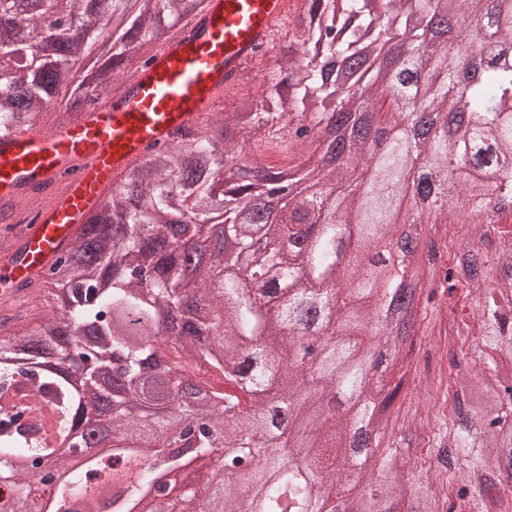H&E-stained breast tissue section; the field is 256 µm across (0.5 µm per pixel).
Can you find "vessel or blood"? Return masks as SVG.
I'll list each match as a JSON object with an SVG mask.
<instances>
[{
	"mask_svg": "<svg viewBox=\"0 0 512 512\" xmlns=\"http://www.w3.org/2000/svg\"><path fill=\"white\" fill-rule=\"evenodd\" d=\"M286 0H211L203 17L132 65L121 91L90 103L52 134H0V206L23 223L19 245L0 251L11 282L48 270L116 174L199 126L216 96L262 58Z\"/></svg>",
	"mask_w": 512,
	"mask_h": 512,
	"instance_id": "obj_1",
	"label": "vessel or blood"
}]
</instances>
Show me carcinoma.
Wrapping results in <instances>:
<instances>
[{
  "label": "carcinoma",
  "instance_id": "carcinoma-1",
  "mask_svg": "<svg viewBox=\"0 0 512 512\" xmlns=\"http://www.w3.org/2000/svg\"><path fill=\"white\" fill-rule=\"evenodd\" d=\"M306 26L293 32L297 55H280L261 97L149 152L125 182L81 224L48 274L26 279L62 285L63 313L46 316L25 336H0V381L17 375L55 388V425L76 431L101 403L112 437L168 441L166 457L110 461L52 490L33 468L49 462L42 441L0 428V448L16 459L24 491L55 495L58 512L90 509L106 491L111 512H135L148 491L171 495L188 465L204 494H182L155 508L188 512H325L342 485L358 512H430L418 474H404L401 449L381 442L400 408L411 345L422 311L401 329L384 318L400 277L367 274L361 252L343 261L339 243L382 246L411 231L408 270L417 288L478 291L473 318L480 344L512 359V0H306ZM206 0H0L15 36L0 41L14 74L0 77V134L37 122L68 95L67 114L110 92L143 43L162 41ZM492 51L468 84L448 88L469 51ZM426 69L404 92L400 75ZM364 91L355 100L346 84ZM466 114L463 129L448 114ZM290 135L308 146L299 165L274 171L253 148L255 135ZM288 178L294 199L265 215V185ZM224 215L222 238L236 246L186 272L181 239L190 225ZM468 218L458 237L462 269L450 267L426 285L421 270L431 247L423 226ZM495 238L498 252L483 250ZM496 287H484L486 271ZM220 284L212 292L208 285ZM324 337L311 368L293 356ZM220 373V392L171 362L170 350ZM86 369L76 370L73 356ZM491 380L462 368L465 407L454 447L470 470L488 473L473 488L470 512L512 484V365L490 363ZM160 406L158 418L141 410ZM352 426L374 438L351 481L342 464ZM223 443L213 469L215 445Z\"/></svg>",
  "mask_w": 512,
  "mask_h": 512
}]
</instances>
